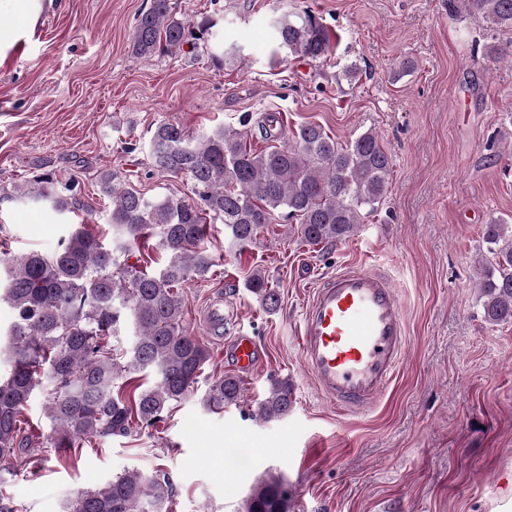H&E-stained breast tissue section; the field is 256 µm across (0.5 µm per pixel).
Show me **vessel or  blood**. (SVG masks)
Segmentation results:
<instances>
[{
    "label": "vessel or blood",
    "instance_id": "vessel-or-blood-1",
    "mask_svg": "<svg viewBox=\"0 0 512 512\" xmlns=\"http://www.w3.org/2000/svg\"><path fill=\"white\" fill-rule=\"evenodd\" d=\"M295 341L320 395L340 413L366 411L395 377L409 347L394 279L357 262L317 277ZM224 358L249 377L260 366L261 350L255 337L242 334L225 347Z\"/></svg>",
    "mask_w": 512,
    "mask_h": 512
}]
</instances>
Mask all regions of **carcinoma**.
<instances>
[{"label": "carcinoma", "instance_id": "obj_1", "mask_svg": "<svg viewBox=\"0 0 512 512\" xmlns=\"http://www.w3.org/2000/svg\"><path fill=\"white\" fill-rule=\"evenodd\" d=\"M469 12L498 28L512 29V0H463ZM192 35L190 26L171 15L169 0H152L136 21L132 53L148 59L159 50H178ZM274 42L298 58L328 57L332 37L306 12L284 16L274 25ZM271 146L252 152L238 131L221 126L194 135L171 122L156 125L148 160L159 172L191 179L196 199L175 195L150 198L108 170L99 177L100 195L112 208L107 224L112 247L78 229L50 254L10 259L5 298L14 312L7 346L0 357L13 365L0 383V461H24L30 449L20 423L35 389L52 387L45 405L53 448H81L86 442L123 437L133 426L147 429L164 420L172 403L198 382L209 351L182 325V303L174 288L205 276L214 259L203 247L207 226L224 224L241 249L260 231L280 220L310 246L341 242L354 235L366 215L382 205L392 159L372 131L342 145L316 124L300 125L293 141L273 144V119L257 122ZM76 181L41 173L21 189L32 204L64 215L81 206ZM168 255L156 273L128 264V245L148 239ZM488 257L480 291L486 322H512V224L493 222L483 230ZM267 308L279 294L265 275L246 283ZM126 310L136 341L125 361L114 358L109 338ZM149 370L154 385L126 398L113 393L122 373ZM241 380L232 374L212 378L203 403L210 410L239 405ZM292 407L291 384L275 380L259 403L261 418L284 417ZM171 488L164 478L139 472L117 476L102 487L80 493L68 512H167ZM288 484L279 476L261 480L245 501L244 512H288Z\"/></svg>", "mask_w": 512, "mask_h": 512}]
</instances>
